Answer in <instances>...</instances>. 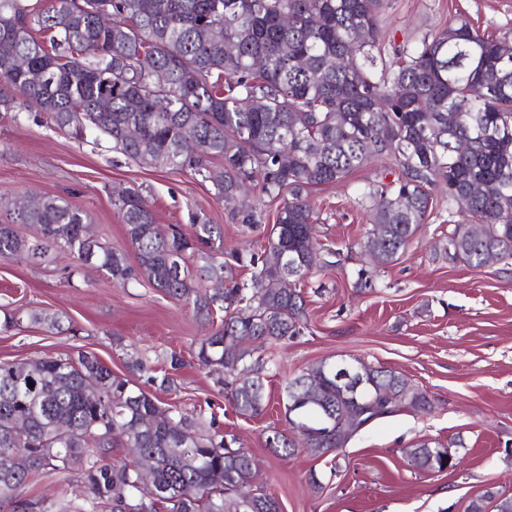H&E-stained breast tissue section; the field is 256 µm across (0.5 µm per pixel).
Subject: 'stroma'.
I'll return each instance as SVG.
<instances>
[{
    "label": "stroma",
    "mask_w": 512,
    "mask_h": 512,
    "mask_svg": "<svg viewBox=\"0 0 512 512\" xmlns=\"http://www.w3.org/2000/svg\"><path fill=\"white\" fill-rule=\"evenodd\" d=\"M385 16L389 40L401 47L457 20L498 37L512 31V0H388ZM393 176L370 164L310 189L317 239L335 251L336 264L301 283L308 317L303 333L267 349L272 362L259 415H240L215 374L199 366L194 348L203 330L190 308L144 284L113 286L104 273L77 268L64 254L42 263L0 260V310H46L76 327L60 333L27 323L0 334V361L82 350L126 378L131 354H181L174 386L150 384L147 392L163 404L215 415L225 441L257 459L256 484L279 499L282 512H466L488 486L512 496V267L433 260L434 246L450 228L448 201L437 188L432 213L408 250L375 276L372 287L357 288L363 259L354 245L370 229L359 190ZM127 187L142 193L159 224L220 225L228 250L260 251L261 228L275 220L276 206L261 190L249 198L259 225L254 231L192 171L144 169L116 159L107 140L71 139L34 108L0 111V194L10 200L23 205L40 195L61 196L89 214L103 242L125 250L129 243L113 201ZM328 358H356L404 374L428 393L433 412L374 423L343 448L334 475L305 450L283 456L266 439L272 429L288 428L284 386ZM423 439L440 441L454 467H414L409 452Z\"/></svg>",
    "instance_id": "35a3bbf8"
}]
</instances>
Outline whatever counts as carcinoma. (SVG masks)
<instances>
[{
  "mask_svg": "<svg viewBox=\"0 0 512 512\" xmlns=\"http://www.w3.org/2000/svg\"><path fill=\"white\" fill-rule=\"evenodd\" d=\"M385 0H0V106L38 108L77 141L103 137L140 168L187 169L232 204L261 186L278 203L263 228L262 253L224 251L217 224L156 223L134 189L115 200L137 265L90 233L87 214L55 196L31 209H0V259L43 262L51 249L91 264L122 288L146 282L192 308L209 326L198 363L222 377L234 408L263 410L268 361L263 348L302 333L306 300L298 282L318 265L307 190L332 184L367 164L393 159L389 183L361 191L372 228L360 243L372 283L398 261L432 209L441 186L460 220L443 252L473 268L512 260V56L509 33L489 38L466 21L448 24L409 49L388 52ZM264 65L256 67L255 61ZM166 73L164 84L155 73ZM40 236H19L13 224ZM253 266L241 283L238 268ZM28 319L69 331L55 313H6L0 332ZM182 365L175 352L132 356L130 371L165 389ZM335 363L321 362L285 385L288 432L271 448L302 447L336 458L366 423L401 412L428 414L427 392L400 372L357 362L367 386L348 395ZM163 376H158V373ZM33 386H28V383ZM27 423L19 431L15 420ZM121 439L153 461L114 463ZM414 466H455L429 440L410 451ZM78 475L87 488L78 512H281L276 496L254 485L255 459L231 447L215 418L170 406L112 373L92 353L0 361V512L38 477L62 485ZM68 490L28 501L31 512H71ZM512 512V497L484 492L467 512Z\"/></svg>",
  "mask_w": 512,
  "mask_h": 512,
  "instance_id": "cac0c4a2",
  "label": "carcinoma"
}]
</instances>
